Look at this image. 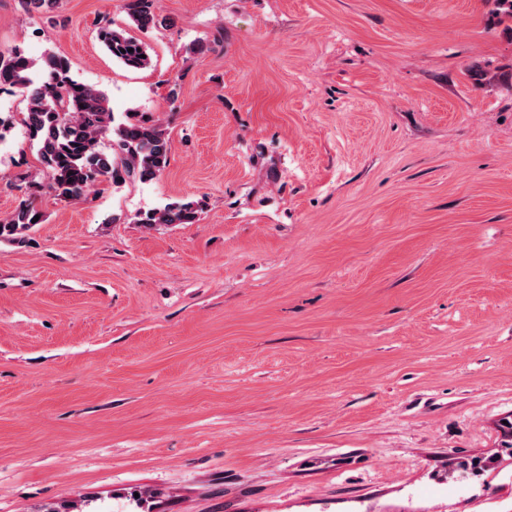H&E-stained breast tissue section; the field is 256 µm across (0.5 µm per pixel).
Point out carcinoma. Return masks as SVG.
<instances>
[{
  "label": "carcinoma",
  "mask_w": 512,
  "mask_h": 512,
  "mask_svg": "<svg viewBox=\"0 0 512 512\" xmlns=\"http://www.w3.org/2000/svg\"><path fill=\"white\" fill-rule=\"evenodd\" d=\"M122 9L131 25L147 32L166 22L158 12L157 0H123ZM98 39L112 58L130 69L151 64L146 44L106 16L97 20ZM70 64L61 55L37 61L23 53L0 51V88L19 90L26 110L16 117L0 115V132L20 122L36 142L38 162L46 183L24 176L29 187L48 190L64 202L81 198L94 186L149 180L168 165L170 143L166 132L150 118L128 116L117 123L107 97L100 89L74 81ZM112 136L105 151L101 140ZM199 205L193 201L169 203L137 216L146 228L158 224H192ZM40 215L34 201L25 199L12 214L0 220V241H15L36 226Z\"/></svg>",
  "instance_id": "1"
}]
</instances>
